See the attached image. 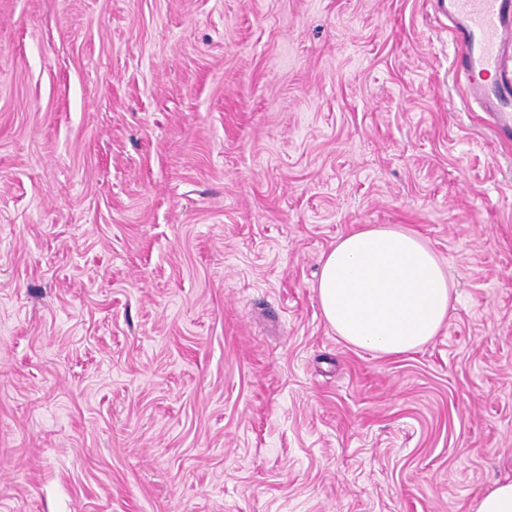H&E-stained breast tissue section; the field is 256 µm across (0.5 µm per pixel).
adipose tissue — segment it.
<instances>
[{
  "mask_svg": "<svg viewBox=\"0 0 512 512\" xmlns=\"http://www.w3.org/2000/svg\"><path fill=\"white\" fill-rule=\"evenodd\" d=\"M316 295L341 338L380 355L432 340L452 299L443 269L416 233L370 226L339 237L323 255Z\"/></svg>",
  "mask_w": 512,
  "mask_h": 512,
  "instance_id": "1",
  "label": "adipose tissue"
}]
</instances>
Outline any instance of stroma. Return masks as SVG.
<instances>
[{"instance_id": "obj_1", "label": "stroma", "mask_w": 512, "mask_h": 512, "mask_svg": "<svg viewBox=\"0 0 512 512\" xmlns=\"http://www.w3.org/2000/svg\"><path fill=\"white\" fill-rule=\"evenodd\" d=\"M434 0H0V512H471L512 479V141ZM418 350L313 289L363 226ZM327 323L348 344L404 354L437 335L451 288L433 252L409 230L362 227L321 259L315 286Z\"/></svg>"}]
</instances>
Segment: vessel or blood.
Wrapping results in <instances>:
<instances>
[{"label": "vessel or blood", "mask_w": 512, "mask_h": 512, "mask_svg": "<svg viewBox=\"0 0 512 512\" xmlns=\"http://www.w3.org/2000/svg\"><path fill=\"white\" fill-rule=\"evenodd\" d=\"M454 21L456 66L467 96L492 114L499 134L512 138V0H437Z\"/></svg>", "instance_id": "1"}]
</instances>
